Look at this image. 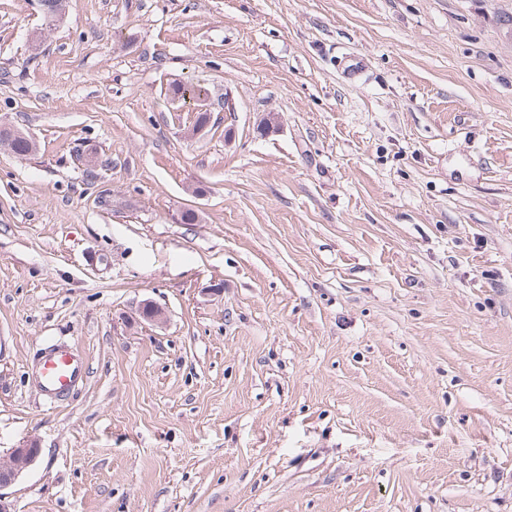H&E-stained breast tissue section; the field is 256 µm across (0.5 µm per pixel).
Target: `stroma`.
<instances>
[{
    "label": "stroma",
    "instance_id": "obj_1",
    "mask_svg": "<svg viewBox=\"0 0 512 512\" xmlns=\"http://www.w3.org/2000/svg\"><path fill=\"white\" fill-rule=\"evenodd\" d=\"M510 14L0 0V121L36 144L0 148L15 512H512ZM51 343L89 366L56 406ZM40 448L35 440L23 441L11 448L6 458L0 459V512H15L6 502V493L2 491L14 484L19 477L36 461Z\"/></svg>",
    "mask_w": 512,
    "mask_h": 512
}]
</instances>
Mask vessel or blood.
Masks as SVG:
<instances>
[{
  "mask_svg": "<svg viewBox=\"0 0 512 512\" xmlns=\"http://www.w3.org/2000/svg\"><path fill=\"white\" fill-rule=\"evenodd\" d=\"M37 389L47 404L64 401L70 390L88 378V366L73 350L53 344L46 347L34 370Z\"/></svg>",
  "mask_w": 512,
  "mask_h": 512,
  "instance_id": "b4317fda",
  "label": "vessel or blood"
}]
</instances>
